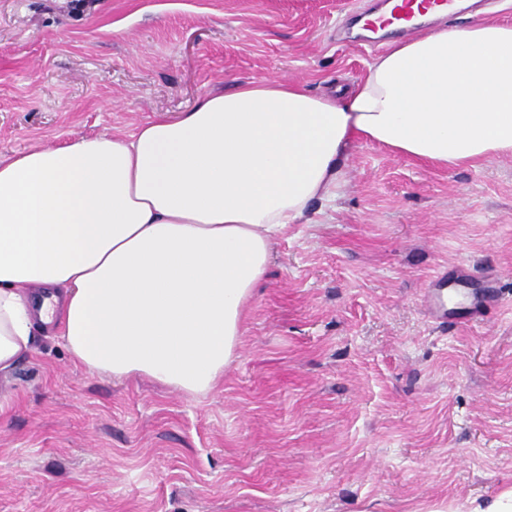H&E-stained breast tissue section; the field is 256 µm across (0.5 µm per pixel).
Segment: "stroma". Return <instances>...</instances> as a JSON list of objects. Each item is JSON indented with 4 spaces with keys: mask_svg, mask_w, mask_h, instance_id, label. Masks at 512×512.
<instances>
[{
    "mask_svg": "<svg viewBox=\"0 0 512 512\" xmlns=\"http://www.w3.org/2000/svg\"><path fill=\"white\" fill-rule=\"evenodd\" d=\"M383 0H0V159L276 78L349 93ZM273 245L209 393L74 363L57 328L0 380V512H468L512 488V156L369 142ZM448 280V320L423 287Z\"/></svg>",
    "mask_w": 512,
    "mask_h": 512,
    "instance_id": "obj_1",
    "label": "stroma"
}]
</instances>
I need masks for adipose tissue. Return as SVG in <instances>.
<instances>
[{
    "label": "adipose tissue",
    "instance_id": "1",
    "mask_svg": "<svg viewBox=\"0 0 512 512\" xmlns=\"http://www.w3.org/2000/svg\"><path fill=\"white\" fill-rule=\"evenodd\" d=\"M358 141L445 167L512 155V24L392 43L341 99L252 80L0 161V376L55 323L75 362L206 394L274 239L335 200Z\"/></svg>",
    "mask_w": 512,
    "mask_h": 512
}]
</instances>
